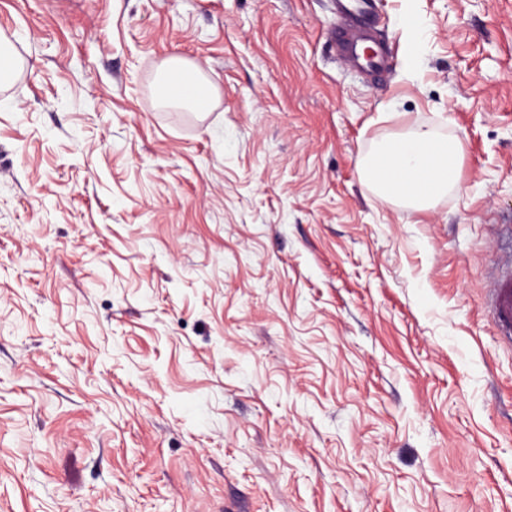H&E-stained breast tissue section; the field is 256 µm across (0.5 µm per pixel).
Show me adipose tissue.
<instances>
[{"label":"adipose tissue","instance_id":"obj_1","mask_svg":"<svg viewBox=\"0 0 512 512\" xmlns=\"http://www.w3.org/2000/svg\"><path fill=\"white\" fill-rule=\"evenodd\" d=\"M217 88L196 65L173 56L155 82L159 104L203 114L215 105ZM462 147L429 127L382 140L357 161L361 184L376 196L416 210L460 183Z\"/></svg>","mask_w":512,"mask_h":512}]
</instances>
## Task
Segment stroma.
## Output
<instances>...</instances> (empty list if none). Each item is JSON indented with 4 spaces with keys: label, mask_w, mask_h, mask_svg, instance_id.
Returning a JSON list of instances; mask_svg holds the SVG:
<instances>
[{
    "label": "stroma",
    "mask_w": 512,
    "mask_h": 512,
    "mask_svg": "<svg viewBox=\"0 0 512 512\" xmlns=\"http://www.w3.org/2000/svg\"><path fill=\"white\" fill-rule=\"evenodd\" d=\"M372 21L379 76L336 0H0V512H512V0ZM416 126L463 147L421 211L356 168ZM370 7V3L365 2L358 17H349L352 30L336 28L333 37L342 46V56L352 59L363 70H384L387 68L388 50L372 37ZM21 65L20 60L11 50L7 41L1 38L0 42V83L9 82ZM216 96L212 78L181 57L168 58L157 74L155 97L163 106L203 114L212 110ZM486 312L503 343L512 345V258L498 264L486 290Z\"/></svg>",
    "instance_id": "stroma-1"
}]
</instances>
